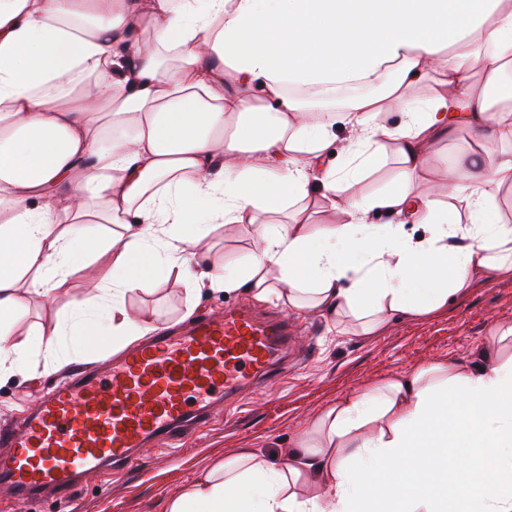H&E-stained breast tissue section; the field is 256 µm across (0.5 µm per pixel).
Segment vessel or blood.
<instances>
[{"label":"vessel or blood","instance_id":"1","mask_svg":"<svg viewBox=\"0 0 512 512\" xmlns=\"http://www.w3.org/2000/svg\"><path fill=\"white\" fill-rule=\"evenodd\" d=\"M288 320L247 308L156 332L104 367L75 372L19 422L0 423V498L70 500L81 476L133 467L179 443L299 358Z\"/></svg>","mask_w":512,"mask_h":512}]
</instances>
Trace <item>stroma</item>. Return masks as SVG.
<instances>
[{
    "instance_id": "1",
    "label": "stroma",
    "mask_w": 512,
    "mask_h": 512,
    "mask_svg": "<svg viewBox=\"0 0 512 512\" xmlns=\"http://www.w3.org/2000/svg\"><path fill=\"white\" fill-rule=\"evenodd\" d=\"M471 142L470 133L463 131L452 140L432 144V163L425 177L437 188V200L446 201L442 188L448 182V168ZM249 303L242 293L206 291L191 296L173 278L161 281L155 295L127 300L130 308L154 315L165 325L180 321L189 305L195 313L220 316L227 308ZM254 306L261 312L272 308L268 302ZM64 311L63 301L53 296L30 304L15 330L16 340L34 331L51 332ZM293 322L310 336V354L263 392L246 394L237 404L217 412L178 447L149 449L141 467L82 479L71 506L45 499L29 511L0 503V512H165L172 498L237 449L252 448L265 456L284 454L297 445L312 418L339 399L401 373L469 361L481 345L491 342L494 325L512 323V279L487 275L480 286L467 289L447 309L393 321L373 334L357 328L342 335L330 333L326 321L315 314L294 317ZM112 353V348L92 346L54 361L44 351L34 352L30 357L33 377L18 375L0 381V422L24 418L36 396L68 371Z\"/></svg>"
}]
</instances>
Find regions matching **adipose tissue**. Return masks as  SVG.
<instances>
[{
  "label": "adipose tissue",
  "instance_id": "obj_1",
  "mask_svg": "<svg viewBox=\"0 0 512 512\" xmlns=\"http://www.w3.org/2000/svg\"><path fill=\"white\" fill-rule=\"evenodd\" d=\"M474 46L500 111L471 79ZM434 74L440 91L413 99ZM347 83L349 101L328 102ZM388 101L399 124L379 121ZM340 124V161L324 165ZM460 127L502 144L449 170L462 215L422 179L429 145ZM390 154V188L342 192ZM508 193L512 0H0V376L27 368L9 340L19 289L61 294L76 272L97 293L68 302L46 350L156 331L125 298L170 276L365 333L437 312L512 278ZM320 202L341 222L311 224ZM227 224L252 229L245 260L205 248ZM494 340L478 361L338 400L286 459L238 449L167 512H512V325Z\"/></svg>",
  "mask_w": 512,
  "mask_h": 512
}]
</instances>
